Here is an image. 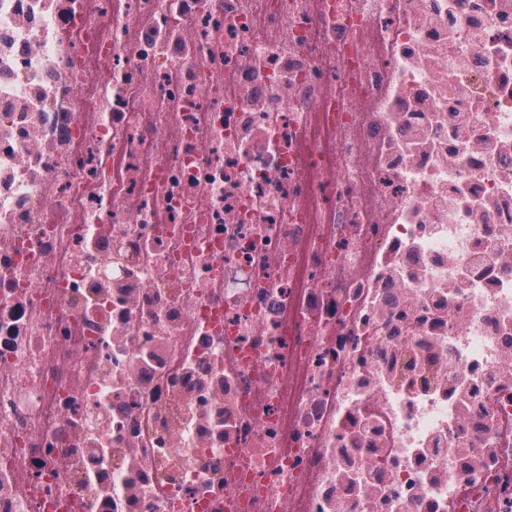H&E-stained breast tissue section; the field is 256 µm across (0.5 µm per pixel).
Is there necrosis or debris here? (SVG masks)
Segmentation results:
<instances>
[{"instance_id":"necrosis-or-debris-1","label":"necrosis or debris","mask_w":512,"mask_h":512,"mask_svg":"<svg viewBox=\"0 0 512 512\" xmlns=\"http://www.w3.org/2000/svg\"><path fill=\"white\" fill-rule=\"evenodd\" d=\"M0 512H512V0H0Z\"/></svg>"}]
</instances>
